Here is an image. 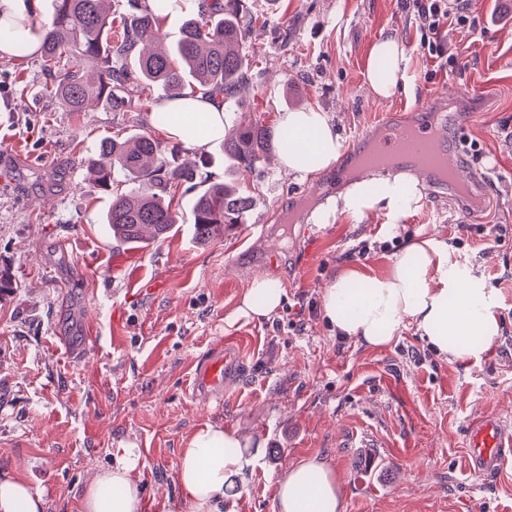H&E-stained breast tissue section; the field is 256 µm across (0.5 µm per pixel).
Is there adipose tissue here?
<instances>
[{
	"label": "adipose tissue",
	"instance_id": "adipose-tissue-1",
	"mask_svg": "<svg viewBox=\"0 0 512 512\" xmlns=\"http://www.w3.org/2000/svg\"><path fill=\"white\" fill-rule=\"evenodd\" d=\"M35 0H0V57H11L17 45L36 52L41 34L29 21ZM372 61L387 63L385 76L369 70L371 92L392 96L404 82L407 52L397 36L373 43ZM168 135L200 146L224 135V105L198 94L186 100H163ZM279 123L287 133L277 152L288 174L306 177L333 166L344 141L325 113L312 109L286 112ZM420 181L404 168L385 176L365 175L349 182L336 198L320 206V219L339 214L361 220L375 210L403 216L419 205ZM285 292L266 278L255 279L237 309L250 319L270 317ZM328 323L338 335L383 348L397 333L414 327L439 354L452 361L479 360L501 333L498 302L481 282L464 274L448 253V243L432 234L409 242L394 256L389 270L371 276L340 268L321 294ZM241 442L233 431L209 426L190 437L179 451L176 480L179 495L168 500V512H222L224 479L241 470ZM137 456L123 449L113 464L100 468L85 485L80 512H143V490L134 476ZM46 500L19 473H0V512H45ZM278 512H344V496L330 463L319 457L288 470L277 491Z\"/></svg>",
	"mask_w": 512,
	"mask_h": 512
}]
</instances>
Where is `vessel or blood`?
<instances>
[{
	"mask_svg": "<svg viewBox=\"0 0 512 512\" xmlns=\"http://www.w3.org/2000/svg\"><path fill=\"white\" fill-rule=\"evenodd\" d=\"M383 137L380 148L386 152L412 154L426 178L425 191L433 193L440 180L435 171L439 154H453L454 141L441 138L439 153H432L426 142L431 132L428 127L414 126L409 117L391 114L381 123ZM241 371L239 354L229 346L212 349L196 358L191 389L196 398L222 401L228 386L233 385ZM467 446L470 450L469 470L475 481L483 482L501 467L508 452L512 451V421L495 415H478L467 425Z\"/></svg>",
	"mask_w": 512,
	"mask_h": 512,
	"instance_id": "1",
	"label": "vessel or blood"
}]
</instances>
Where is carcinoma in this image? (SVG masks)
Masks as SVG:
<instances>
[{"mask_svg":"<svg viewBox=\"0 0 512 512\" xmlns=\"http://www.w3.org/2000/svg\"><path fill=\"white\" fill-rule=\"evenodd\" d=\"M167 0H127L113 12L111 0H54L51 18L38 22L43 36L40 65L53 81V93L70 112H83L88 100L112 107L134 103L140 83H158L191 97L200 90L224 98V112H238L247 84L246 43L250 21L242 0H209L189 13L180 38L161 39L157 12ZM138 53L135 71L123 61ZM272 132L259 125H234L225 132L224 157L242 178L259 176ZM173 152L151 133L123 140L105 138L89 160V194L112 193L105 215L112 237L132 246L166 238L178 220V193L197 188L199 170L178 165ZM131 184L124 192L113 185ZM254 199L243 190L214 182L197 195L191 224L207 244L224 230L244 223Z\"/></svg>","mask_w":512,"mask_h":512,"instance_id":"carcinoma-1","label":"carcinoma"}]
</instances>
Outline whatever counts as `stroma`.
<instances>
[{
	"label": "stroma",
	"mask_w": 512,
	"mask_h": 512,
	"mask_svg": "<svg viewBox=\"0 0 512 512\" xmlns=\"http://www.w3.org/2000/svg\"><path fill=\"white\" fill-rule=\"evenodd\" d=\"M467 2L441 69L400 0H245L250 80L235 118L275 128L281 113L312 108L349 147L398 105L418 122L451 114L461 163L487 176L475 217L444 188L397 220L291 224L301 198L315 207L338 189L329 172L294 178L271 160L250 184V235L235 226L201 244L185 222L127 247L103 222L110 194L86 192V162L101 139L154 128L167 89L77 114L37 57L0 58V275L11 281L0 294V470L44 492L46 512H77L96 468L124 448L138 452L143 512H154L178 491L184 441L209 425L237 431L246 461L225 478V512H277L284 474L314 456L335 469L346 512H512V460L478 484L466 448L473 416L512 419V0ZM389 35L408 49L410 87L382 99L368 87L369 47ZM494 224L509 229L498 243L477 231ZM433 232L500 303L502 334L480 360L449 361L410 328L385 348L331 330L321 293L337 269L384 274L408 240ZM259 277L284 288L281 307L238 316ZM227 340L244 358L239 380L223 404L196 401L194 358Z\"/></svg>",
	"instance_id": "1"
}]
</instances>
